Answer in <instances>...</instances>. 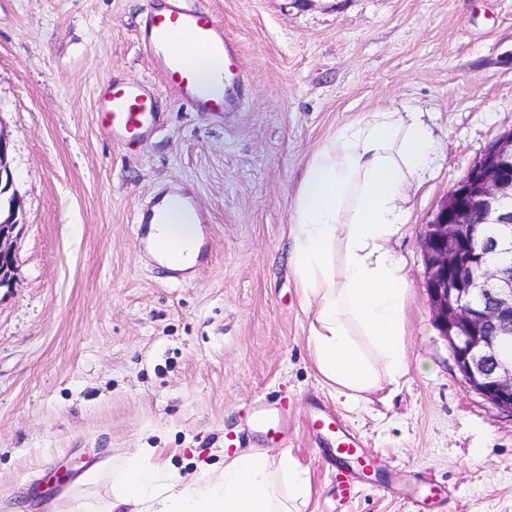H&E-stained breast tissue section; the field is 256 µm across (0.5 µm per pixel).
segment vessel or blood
<instances>
[{"label": "vessel or blood", "instance_id": "vessel-or-blood-1", "mask_svg": "<svg viewBox=\"0 0 512 512\" xmlns=\"http://www.w3.org/2000/svg\"><path fill=\"white\" fill-rule=\"evenodd\" d=\"M182 31L190 32L207 55L220 60L212 81L223 87V94H210L188 61L173 50V38ZM137 41L165 86L195 111L224 113L239 107L245 85L239 45L225 35L223 24L212 12L190 6L188 0H155L142 19ZM95 112L100 134L116 143L145 140L160 123L157 94L147 81H113L98 86ZM252 424L264 435L282 430L280 416L260 405L253 410ZM309 427L322 445L324 460L336 469L337 497L352 501L358 494V469L371 465V452L333 418L314 415Z\"/></svg>", "mask_w": 512, "mask_h": 512}]
</instances>
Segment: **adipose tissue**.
Here are the masks:
<instances>
[{"mask_svg":"<svg viewBox=\"0 0 512 512\" xmlns=\"http://www.w3.org/2000/svg\"><path fill=\"white\" fill-rule=\"evenodd\" d=\"M435 151L422 113L379 108L338 128L296 186L290 262L315 309L308 343L319 374L349 400L375 389L381 374L408 369L410 283L390 241L406 224L403 202ZM164 205L169 221L150 225L148 239L160 259L192 266L196 227L175 197ZM309 497L307 473L285 449L237 451L223 467L184 473L162 449L147 447L78 476L66 512H301Z\"/></svg>","mask_w":512,"mask_h":512,"instance_id":"ef3b65f1","label":"adipose tissue"}]
</instances>
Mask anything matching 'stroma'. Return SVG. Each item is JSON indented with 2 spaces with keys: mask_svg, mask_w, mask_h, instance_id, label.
Returning <instances> with one entry per match:
<instances>
[{
  "mask_svg": "<svg viewBox=\"0 0 512 512\" xmlns=\"http://www.w3.org/2000/svg\"><path fill=\"white\" fill-rule=\"evenodd\" d=\"M189 2L240 47L239 111L198 112L162 86L137 45L150 0H0V134L22 202L0 288V512H47L91 465L140 447L177 467L269 449L252 430L261 402L285 411L304 512H512V416L463 383L422 248L448 192L512 130V0ZM108 78L156 84L148 141L100 135ZM386 106L423 113L440 150L390 242L410 281L408 370L349 402L310 355L289 214L313 153ZM173 186L197 196L211 243L180 282L138 221ZM319 409L384 471L348 505L308 429Z\"/></svg>",
  "mask_w": 512,
  "mask_h": 512,
  "instance_id": "obj_1",
  "label": "stroma"
}]
</instances>
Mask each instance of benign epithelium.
<instances>
[{
  "instance_id": "obj_1",
  "label": "benign epithelium",
  "mask_w": 512,
  "mask_h": 512,
  "mask_svg": "<svg viewBox=\"0 0 512 512\" xmlns=\"http://www.w3.org/2000/svg\"><path fill=\"white\" fill-rule=\"evenodd\" d=\"M0 133V288L11 287L20 202ZM434 321L464 384L512 414V130L448 192L423 236Z\"/></svg>"
}]
</instances>
